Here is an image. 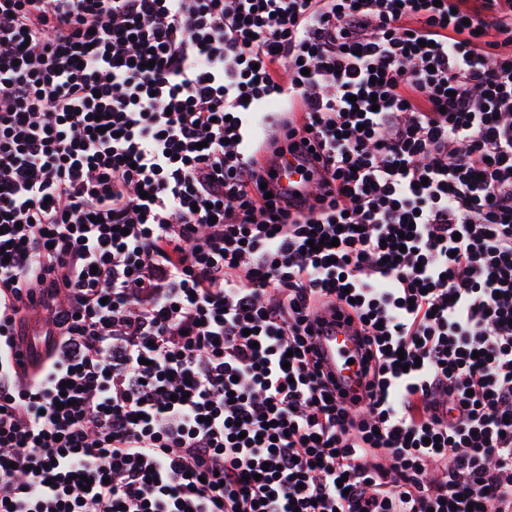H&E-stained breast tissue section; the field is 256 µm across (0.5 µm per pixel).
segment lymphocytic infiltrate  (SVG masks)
<instances>
[{"label": "lymphocytic infiltrate", "mask_w": 512, "mask_h": 512, "mask_svg": "<svg viewBox=\"0 0 512 512\" xmlns=\"http://www.w3.org/2000/svg\"><path fill=\"white\" fill-rule=\"evenodd\" d=\"M0 512H512V0H0ZM325 317L334 325L327 327L321 336L316 337V343L322 355L325 366L336 376L341 388L347 391L348 397L352 398L362 393V387L354 376L352 370L342 369L338 352L342 349L360 354V343L354 331L340 318L339 311L329 309ZM344 346L339 348L341 345Z\"/></svg>", "instance_id": "f902f5d3"}]
</instances>
